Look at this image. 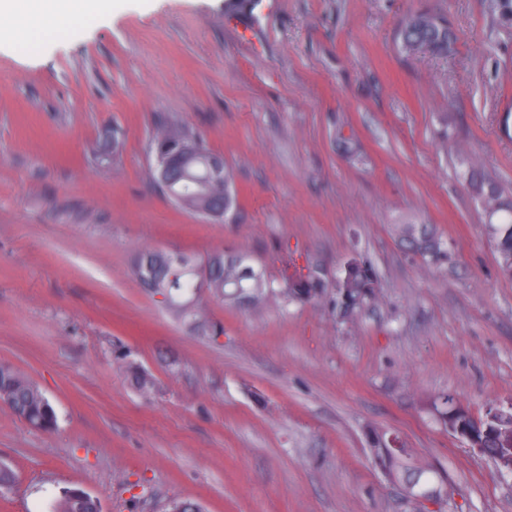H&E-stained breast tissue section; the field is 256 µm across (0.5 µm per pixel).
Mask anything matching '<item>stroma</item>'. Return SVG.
Here are the masks:
<instances>
[{
  "instance_id": "35a3bbf8",
  "label": "stroma",
  "mask_w": 512,
  "mask_h": 512,
  "mask_svg": "<svg viewBox=\"0 0 512 512\" xmlns=\"http://www.w3.org/2000/svg\"><path fill=\"white\" fill-rule=\"evenodd\" d=\"M278 2L119 0L36 56L0 47V361L57 414L45 432L0 406V512H52L69 488L102 512H512V477L433 411L445 390L476 416L512 398V277L464 179L474 162L512 195V31L486 0ZM419 9L447 16L451 54L402 52ZM161 124L223 156L229 219L157 186ZM407 214L448 238V264L403 252ZM145 246L244 250L273 279L289 253L330 286L359 252L376 300L343 316L202 292L182 316L131 276ZM375 433L446 472L440 504L374 465Z\"/></svg>"
}]
</instances>
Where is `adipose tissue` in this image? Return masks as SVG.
<instances>
[{"label": "adipose tissue", "instance_id": "ef3b65f1", "mask_svg": "<svg viewBox=\"0 0 512 512\" xmlns=\"http://www.w3.org/2000/svg\"><path fill=\"white\" fill-rule=\"evenodd\" d=\"M112 6V0H0V15H8L11 20L8 28H0V43H9L33 56L45 41L86 25L87 8L105 14Z\"/></svg>", "mask_w": 512, "mask_h": 512}]
</instances>
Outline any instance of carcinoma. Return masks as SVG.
<instances>
[{
  "label": "carcinoma",
  "instance_id": "carcinoma-1",
  "mask_svg": "<svg viewBox=\"0 0 512 512\" xmlns=\"http://www.w3.org/2000/svg\"><path fill=\"white\" fill-rule=\"evenodd\" d=\"M398 38L402 46L423 38L432 45L431 54L438 56L451 53L456 41L446 19H441L440 25L421 34L413 26L411 13L402 22ZM175 130L183 142L195 148V152L185 166L184 176L175 181L169 189L163 190V193L180 207L186 198L197 207L203 206L209 202V191L203 182L204 174L201 173V169L205 160L212 155V151L204 140L186 128L177 126ZM464 177L472 192L479 193L490 187L497 193L499 199L509 201V195L504 189L495 181L483 177L478 168L468 167ZM487 226L493 229L492 238L499 267L504 274L512 276V210L490 215L487 218ZM395 230L401 243L413 255L433 264L448 260V243L436 233L433 225L425 224L415 217H406L395 224ZM159 254L160 251L156 249L137 252L131 267L132 275L147 292L165 295L171 309L179 313L187 304L181 289L174 287L165 279L153 280L145 271L146 261L156 259ZM188 262L208 269L207 291L229 304L240 305L250 300L258 301L275 287L280 288L290 300L297 299L300 293L307 300L319 299L326 294V286L320 279H311L303 285V290L296 291L294 280L301 278L302 273L295 261L288 256L280 259V277L276 280L268 278L263 268L254 267L251 255L246 252L190 258ZM375 283V272L371 262L365 256L355 254L340 268L332 302L346 312L359 310L375 299ZM1 396L7 399L5 407L28 425L46 432L56 427L57 416L49 399L36 384L6 362H0ZM453 400L454 395L443 391L434 402L435 410L447 428H455L464 423L461 412L455 413L448 409V402ZM371 453L382 460L386 477L400 483L403 488L419 484L423 476L430 474L432 479L428 480L429 489L439 495L444 493L447 484L444 474L430 465L413 460L409 449L401 446L396 448L385 438L382 443L371 449ZM54 512H93L92 502L84 499L80 495V490L69 489L56 501Z\"/></svg>",
  "mask_w": 512,
  "mask_h": 512
}]
</instances>
